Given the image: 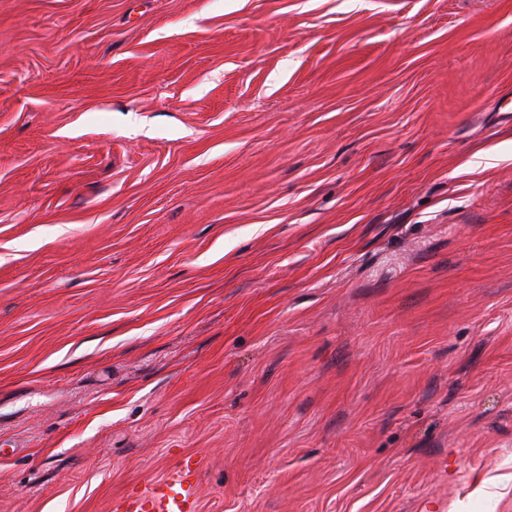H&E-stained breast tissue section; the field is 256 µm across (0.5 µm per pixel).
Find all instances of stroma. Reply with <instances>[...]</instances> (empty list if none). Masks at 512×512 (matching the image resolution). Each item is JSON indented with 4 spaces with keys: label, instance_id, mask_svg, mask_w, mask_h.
Instances as JSON below:
<instances>
[{
    "label": "stroma",
    "instance_id": "stroma-1",
    "mask_svg": "<svg viewBox=\"0 0 512 512\" xmlns=\"http://www.w3.org/2000/svg\"><path fill=\"white\" fill-rule=\"evenodd\" d=\"M512 512V0H0V512ZM201 461L193 456L178 463L166 476L114 502L113 512H199L196 475Z\"/></svg>",
    "mask_w": 512,
    "mask_h": 512
}]
</instances>
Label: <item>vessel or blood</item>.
I'll use <instances>...</instances> for the list:
<instances>
[{
  "instance_id": "obj_1",
  "label": "vessel or blood",
  "mask_w": 512,
  "mask_h": 512,
  "mask_svg": "<svg viewBox=\"0 0 512 512\" xmlns=\"http://www.w3.org/2000/svg\"><path fill=\"white\" fill-rule=\"evenodd\" d=\"M199 468V459L187 457L166 476L120 497L112 512H199Z\"/></svg>"
}]
</instances>
